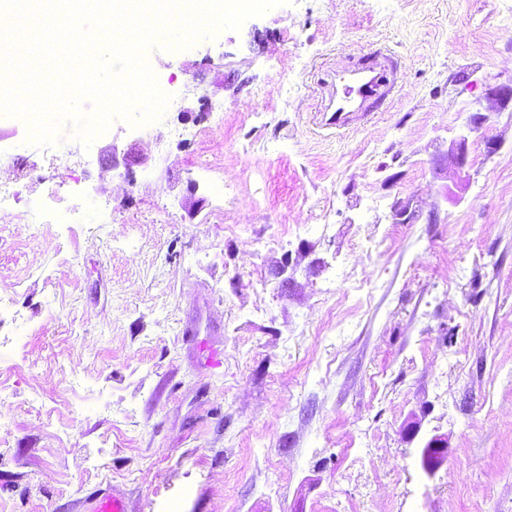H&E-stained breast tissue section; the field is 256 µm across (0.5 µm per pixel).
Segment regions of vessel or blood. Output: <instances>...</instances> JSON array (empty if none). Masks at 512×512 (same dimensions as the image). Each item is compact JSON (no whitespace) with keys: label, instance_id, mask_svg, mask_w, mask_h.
<instances>
[{"label":"vessel or blood","instance_id":"vessel-or-blood-1","mask_svg":"<svg viewBox=\"0 0 512 512\" xmlns=\"http://www.w3.org/2000/svg\"><path fill=\"white\" fill-rule=\"evenodd\" d=\"M328 86L322 123L331 128H347L389 92L387 65L376 56H368L364 62L330 72Z\"/></svg>","mask_w":512,"mask_h":512}]
</instances>
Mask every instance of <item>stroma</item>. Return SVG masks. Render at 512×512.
I'll use <instances>...</instances> for the list:
<instances>
[{
	"mask_svg": "<svg viewBox=\"0 0 512 512\" xmlns=\"http://www.w3.org/2000/svg\"><path fill=\"white\" fill-rule=\"evenodd\" d=\"M372 52L393 92L319 127ZM145 57L163 117L39 171L97 220L0 213V512H512V0H288ZM106 151L111 153L112 166L115 168L120 165H123L125 168H129L132 165H145L148 160L140 144L137 142L120 148L112 139V143L106 146ZM448 452L447 441L442 438H431L421 448L420 466L430 478L434 477L443 465Z\"/></svg>",
	"mask_w": 512,
	"mask_h": 512,
	"instance_id": "1",
	"label": "stroma"
}]
</instances>
